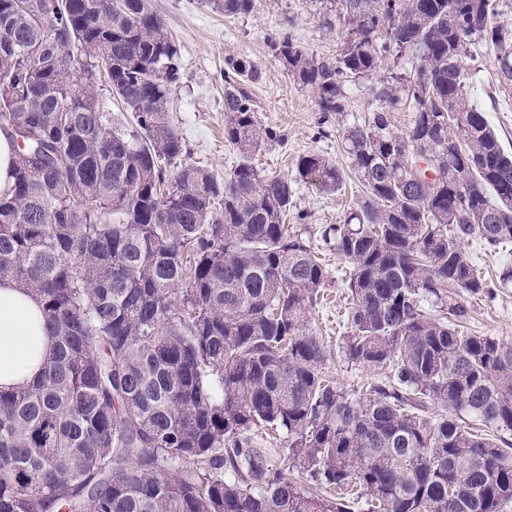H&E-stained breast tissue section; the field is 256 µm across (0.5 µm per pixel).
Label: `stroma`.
Returning a JSON list of instances; mask_svg holds the SVG:
<instances>
[{"instance_id": "1", "label": "stroma", "mask_w": 512, "mask_h": 512, "mask_svg": "<svg viewBox=\"0 0 512 512\" xmlns=\"http://www.w3.org/2000/svg\"><path fill=\"white\" fill-rule=\"evenodd\" d=\"M152 6L181 47L180 79L167 108L184 143V160L197 162L218 176L239 160L237 150L224 140V58L234 55L249 58L260 68L261 80L248 90L260 125L281 135L280 142L254 155L253 162L261 171L294 177L296 159L310 151L347 166L336 124H323L313 93L294 82L267 47L268 37L283 30L308 53L335 56L342 30L331 0H254L249 14L236 17L213 11L203 0H152ZM466 63L476 71L469 89L471 101L485 112L504 150L512 153V82L499 81L495 52L484 44L471 46ZM358 194L359 184L351 177L335 194H323L299 182L292 211L305 214L303 238L322 251L329 269L328 302L316 315L327 351L326 368L338 386L360 392L379 373L371 367L352 368L340 356V318L347 304L344 281L349 265L326 251L320 238L321 227L342 222ZM458 300L474 333L512 343V282L496 281L491 293H463Z\"/></svg>"}]
</instances>
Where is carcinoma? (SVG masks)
<instances>
[{
  "label": "carcinoma",
  "instance_id": "cac0c4a2",
  "mask_svg": "<svg viewBox=\"0 0 512 512\" xmlns=\"http://www.w3.org/2000/svg\"><path fill=\"white\" fill-rule=\"evenodd\" d=\"M205 2L232 17L254 0ZM336 16L334 57L286 33L268 47L326 123L396 67L340 130L360 195L321 231L350 264L341 356L381 374L361 395L326 372L313 314L328 269L286 224L293 183L335 193L346 172L317 152L292 179L254 166L281 140L247 91L257 65L224 58L238 164L222 179L195 162L170 172L184 153L167 110L179 51L151 0H0V126L16 141L0 281L40 296L53 346L37 380L0 390V512L512 503V441L464 421L512 432V344L471 332L451 295L488 287L466 240L512 243V155L468 100L464 64L483 43L511 82L512 26L495 0H336ZM102 88L128 123L101 110ZM260 429L288 446L255 447Z\"/></svg>",
  "mask_w": 512,
  "mask_h": 512
}]
</instances>
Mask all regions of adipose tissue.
<instances>
[{"label": "adipose tissue", "instance_id": "obj_1", "mask_svg": "<svg viewBox=\"0 0 512 512\" xmlns=\"http://www.w3.org/2000/svg\"><path fill=\"white\" fill-rule=\"evenodd\" d=\"M51 350L39 297L0 282V387L33 381Z\"/></svg>", "mask_w": 512, "mask_h": 512}]
</instances>
